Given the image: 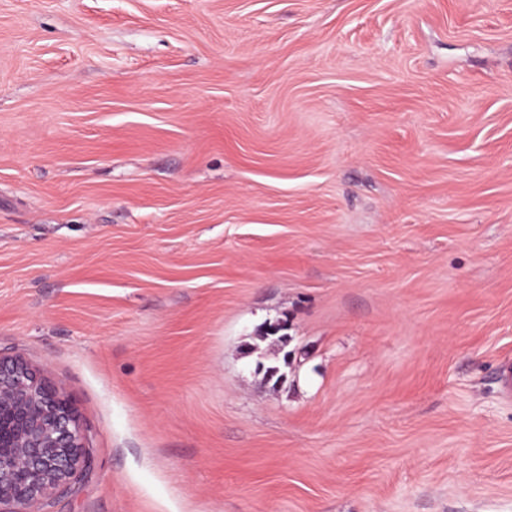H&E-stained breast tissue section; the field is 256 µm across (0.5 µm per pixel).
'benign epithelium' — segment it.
Wrapping results in <instances>:
<instances>
[{
	"instance_id": "7a95c632",
	"label": "benign epithelium",
	"mask_w": 512,
	"mask_h": 512,
	"mask_svg": "<svg viewBox=\"0 0 512 512\" xmlns=\"http://www.w3.org/2000/svg\"><path fill=\"white\" fill-rule=\"evenodd\" d=\"M89 464L72 404L22 358L0 356V512H31Z\"/></svg>"
}]
</instances>
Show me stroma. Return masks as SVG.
<instances>
[{
	"mask_svg": "<svg viewBox=\"0 0 512 512\" xmlns=\"http://www.w3.org/2000/svg\"><path fill=\"white\" fill-rule=\"evenodd\" d=\"M0 354L34 512H512V0H0ZM90 459L72 404L22 358L0 356V511L32 512Z\"/></svg>",
	"mask_w": 512,
	"mask_h": 512,
	"instance_id": "stroma-1",
	"label": "stroma"
}]
</instances>
